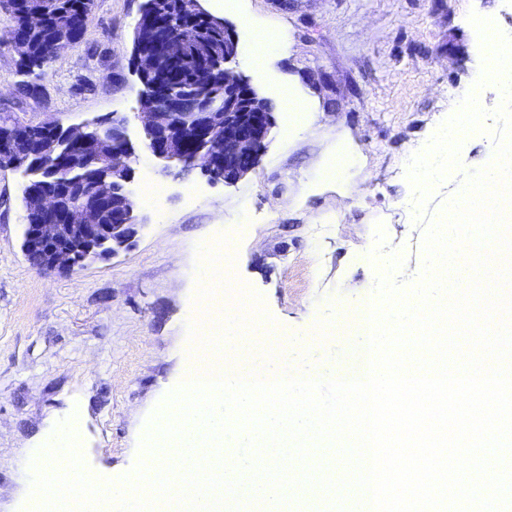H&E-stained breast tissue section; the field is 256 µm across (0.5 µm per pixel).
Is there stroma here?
Wrapping results in <instances>:
<instances>
[{
	"label": "stroma",
	"instance_id": "stroma-1",
	"mask_svg": "<svg viewBox=\"0 0 512 512\" xmlns=\"http://www.w3.org/2000/svg\"><path fill=\"white\" fill-rule=\"evenodd\" d=\"M141 4L98 0L39 99L17 92L19 55L0 53V118L65 127L127 118L130 190L146 218L117 256L40 272L21 250L23 177L0 169V512H27L29 456L74 413L86 471L113 484L133 472L151 415L192 356L198 244L232 237L234 282L262 297L289 370L326 378L349 368L366 341L349 321L376 302L389 255H403L396 282L422 271L408 160L453 115L452 87L479 85L483 46L468 15L512 30L505 0H224L237 71L271 103L290 86L314 110L301 129L274 112L255 170L224 184L166 167L143 145L131 42ZM258 28L291 39L261 69L244 58ZM494 158L491 139L471 136L461 166L434 185L428 215Z\"/></svg>",
	"mask_w": 512,
	"mask_h": 512
}]
</instances>
